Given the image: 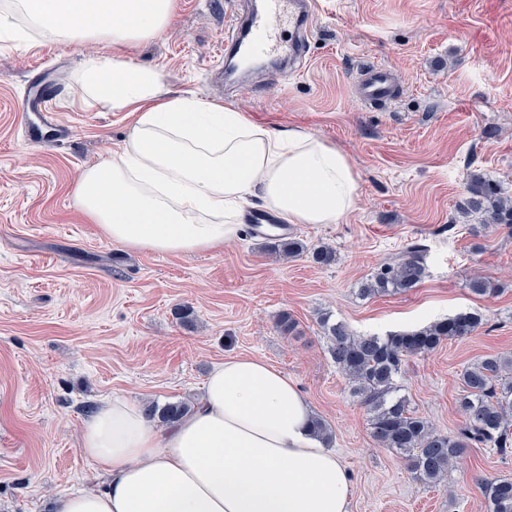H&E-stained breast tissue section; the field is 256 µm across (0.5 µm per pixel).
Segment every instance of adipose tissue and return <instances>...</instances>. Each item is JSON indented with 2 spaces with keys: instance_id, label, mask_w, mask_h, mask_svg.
Segmentation results:
<instances>
[{
  "instance_id": "obj_1",
  "label": "adipose tissue",
  "mask_w": 512,
  "mask_h": 512,
  "mask_svg": "<svg viewBox=\"0 0 512 512\" xmlns=\"http://www.w3.org/2000/svg\"><path fill=\"white\" fill-rule=\"evenodd\" d=\"M177 0H9L0 39L104 40L77 84L88 107L135 113L121 148L82 169L78 207L113 244L160 254L223 249L255 197L285 224H334L359 202L348 157L312 133L249 120L233 106L171 94L125 48L162 35ZM80 451L103 487L57 512H351L348 473L313 430L311 407L267 361L235 356L166 430L115 395L82 425Z\"/></svg>"
}]
</instances>
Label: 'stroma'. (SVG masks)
<instances>
[{"mask_svg": "<svg viewBox=\"0 0 512 512\" xmlns=\"http://www.w3.org/2000/svg\"><path fill=\"white\" fill-rule=\"evenodd\" d=\"M252 0H180L169 28L127 49L187 97L240 108L254 122L299 127L343 151L358 208L293 234L336 253L328 266L292 260L269 240L213 252L158 254L108 241L75 204L78 173L117 150L135 116L79 104L75 79L110 45L0 41V512H54L105 476L79 450L86 405L121 395L193 401L225 358L257 356L298 386L332 436L352 512H487L483 480L512 476V454L474 448L444 485L412 473L370 436L369 413L328 351L322 314L359 334L385 335L472 309L485 325L407 358L401 393L443 433L456 430L460 374L512 354V231L459 211L470 170L512 197V0H317L299 71L254 66L226 83L224 25ZM378 63L399 94L385 107L354 94ZM427 275L409 291L360 298L362 281L406 246ZM495 294L473 295L474 277ZM190 307L195 327L174 314ZM297 322L282 335L281 314Z\"/></svg>", "mask_w": 512, "mask_h": 512, "instance_id": "stroma-1", "label": "stroma"}]
</instances>
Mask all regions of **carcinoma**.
I'll return each mask as SVG.
<instances>
[{
    "mask_svg": "<svg viewBox=\"0 0 512 512\" xmlns=\"http://www.w3.org/2000/svg\"><path fill=\"white\" fill-rule=\"evenodd\" d=\"M465 213L478 214L484 224L512 228V198L503 196L499 184L481 173L469 174ZM273 247L292 258L312 255L320 264H330L335 253L326 246H309L290 237L279 238ZM426 277V267L417 246L383 263L361 284L364 297L400 293L416 287ZM336 368L351 384V393L370 412V434L382 448L401 453L412 472L430 485L448 474L452 463L471 448H492L502 455L512 452V356L487 355L466 367L460 377L462 393L458 407L462 417L450 434L437 431L411 410L399 395L397 378L402 361L427 355L444 342L467 337L485 324L477 310H465L429 325L385 336L357 334L330 315L320 319ZM148 418L172 425L191 411L185 402L163 406L144 405ZM489 512H512V478L503 476L482 483Z\"/></svg>",
    "mask_w": 512,
    "mask_h": 512,
    "instance_id": "obj_1",
    "label": "carcinoma"
}]
</instances>
